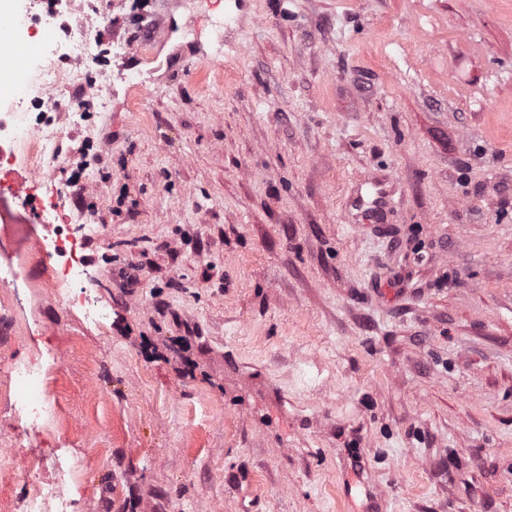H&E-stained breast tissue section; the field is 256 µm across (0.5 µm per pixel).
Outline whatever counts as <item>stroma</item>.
Returning a JSON list of instances; mask_svg holds the SVG:
<instances>
[{"instance_id":"stroma-1","label":"stroma","mask_w":512,"mask_h":512,"mask_svg":"<svg viewBox=\"0 0 512 512\" xmlns=\"http://www.w3.org/2000/svg\"><path fill=\"white\" fill-rule=\"evenodd\" d=\"M58 139L88 322L0 270V512H512V0H103ZM129 52L114 55L112 44ZM379 181L378 223L353 202ZM41 360L36 431L4 391ZM67 492L59 486L46 488L36 484L28 495L17 503L18 512H73L69 507L73 504ZM54 508L55 510H50Z\"/></svg>"}]
</instances>
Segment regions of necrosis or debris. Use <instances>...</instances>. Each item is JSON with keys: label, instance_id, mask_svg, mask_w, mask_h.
<instances>
[{"label": "necrosis or debris", "instance_id": "4bbe7bcc", "mask_svg": "<svg viewBox=\"0 0 512 512\" xmlns=\"http://www.w3.org/2000/svg\"><path fill=\"white\" fill-rule=\"evenodd\" d=\"M84 6L85 0H53L52 6L42 11L27 4L8 10L0 4V17L24 29L28 37L41 40L39 51L29 64L34 79L23 93L0 83V98L5 101L0 107V188L12 187L19 157H26L36 170L45 160L54 158L56 124L82 119V109L64 105L59 99L61 85L71 82L82 85L92 96L98 91L97 80L90 71L93 57L89 52V28L79 29L64 41L48 35L60 16L83 12ZM50 249L55 262L52 286L68 301H81V294L72 289L82 267L73 240L55 235ZM10 381L13 397L22 402L28 413H39L47 404V379L39 368L26 364L13 366Z\"/></svg>", "mask_w": 512, "mask_h": 512}]
</instances>
